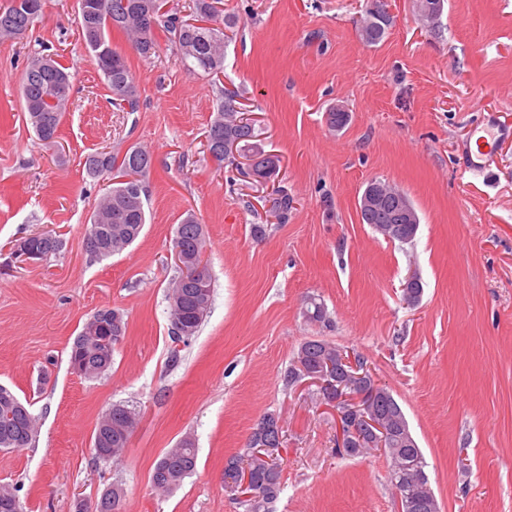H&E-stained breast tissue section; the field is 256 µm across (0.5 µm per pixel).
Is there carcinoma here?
<instances>
[{"mask_svg":"<svg viewBox=\"0 0 512 512\" xmlns=\"http://www.w3.org/2000/svg\"><path fill=\"white\" fill-rule=\"evenodd\" d=\"M44 0H8L0 6V43L24 38L34 21L43 12ZM82 41L89 56L96 62L103 81L112 94V101L128 112L140 108V99L134 75L125 55L112 46V31L124 36L131 48L144 60L158 52L157 33H162L178 51L179 62L188 70L203 72V76H217L224 71V26L231 21L224 17L223 0H192L189 13L169 5V0H77ZM390 26L389 14L381 0H373L359 32L368 46L380 43ZM58 54L48 46L30 52L27 56L20 89V104L27 122L39 141L48 148L56 146L59 127L70 104L73 75L57 60ZM236 94H224V103L218 107L206 135V150L218 161L230 159L231 147L246 151L253 157V168L266 178L276 173L273 161L251 145L253 127L240 118ZM86 174L95 179L107 175L112 187L100 199L90 217L86 239L98 242L93 254L109 257L127 249L140 235L146 224L147 180L152 168L149 150L131 145L124 152L116 150L95 152L84 163ZM363 223L377 227L390 224V240L409 243L415 238L419 225L409 224L401 210L388 200L377 210L361 212ZM173 245H180L197 254L203 264V282L191 288L178 277L168 294L171 321V341L187 343L194 336L210 312L214 282L203 251L206 237L203 225L189 214L177 225ZM304 316L311 324H324L327 312L323 303L311 297L306 302ZM126 330L120 310L106 307L93 314L83 330L75 337L69 364L80 366L86 378H98L112 367L116 346H108L104 339L109 332ZM340 348L321 336L302 341L293 356L286 379L293 385L305 377L307 371H321L326 360L336 358ZM136 415V410L114 404L102 412L95 429L97 445L94 455L99 460L120 456L127 448L135 423L116 422L111 413ZM375 411L391 420L393 431L385 444L389 459V481L400 497L402 512H439L436 497L429 486L425 471L427 462L414 439L401 406L385 391L375 404ZM36 433V417L29 404L13 391L0 385V450L19 451L28 447ZM259 444L248 441L247 458L259 483L261 495L246 499L241 504L246 512H271V506L281 492V464L278 458L271 463L254 455ZM197 465L194 441L185 437L165 451L152 473L153 487L169 492L180 486Z\"/></svg>","mask_w":512,"mask_h":512,"instance_id":"1","label":"carcinoma"}]
</instances>
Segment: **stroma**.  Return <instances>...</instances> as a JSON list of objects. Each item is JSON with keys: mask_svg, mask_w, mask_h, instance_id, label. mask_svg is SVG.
<instances>
[{"mask_svg": "<svg viewBox=\"0 0 512 512\" xmlns=\"http://www.w3.org/2000/svg\"><path fill=\"white\" fill-rule=\"evenodd\" d=\"M371 0H224L219 82L191 74L169 43L139 57L120 33L140 94L113 104L82 49L76 0H46L28 38L0 44V384L38 419L27 448L0 451V484L22 512L95 507L112 485L120 512H245L224 489V466L254 425L282 419L286 451L273 512H399L381 452L336 451V418L312 386L284 373L299 344L321 336L361 355L401 405L441 512H512V146L485 179L460 168L469 125L512 111V0H443L436 26L415 0H388V36L368 46L359 22ZM48 45L75 75L58 145L28 129L19 102L31 50ZM236 92L258 146L279 159L269 184L207 152L221 90ZM349 114L332 129L334 107ZM147 147L146 224L123 253L85 249L93 207L110 187L89 178L88 154ZM388 182L420 218L413 242L361 221L368 182ZM291 207L279 222L276 190ZM194 215L215 280L211 312L170 364L172 239ZM265 227L254 236L253 225ZM55 232L62 249L23 264L13 246ZM419 304L403 298L409 276ZM321 300L329 327L303 316ZM125 313L127 331L98 379L71 371L75 337L98 309ZM140 415L125 453L93 454L100 413ZM195 472L155 491L157 461L183 437Z\"/></svg>", "mask_w": 512, "mask_h": 512, "instance_id": "stroma-1", "label": "stroma"}]
</instances>
